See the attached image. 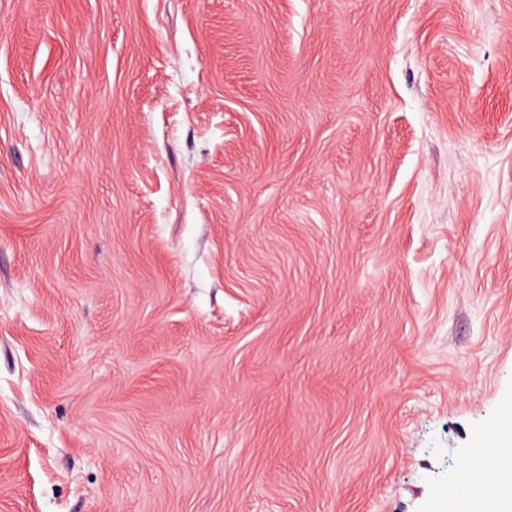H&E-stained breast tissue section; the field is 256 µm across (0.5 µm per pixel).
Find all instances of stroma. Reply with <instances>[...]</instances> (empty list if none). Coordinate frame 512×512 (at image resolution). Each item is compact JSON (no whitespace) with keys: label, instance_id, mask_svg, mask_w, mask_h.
<instances>
[{"label":"stroma","instance_id":"35a3bbf8","mask_svg":"<svg viewBox=\"0 0 512 512\" xmlns=\"http://www.w3.org/2000/svg\"><path fill=\"white\" fill-rule=\"evenodd\" d=\"M512 405V0H0V512H435Z\"/></svg>","mask_w":512,"mask_h":512}]
</instances>
